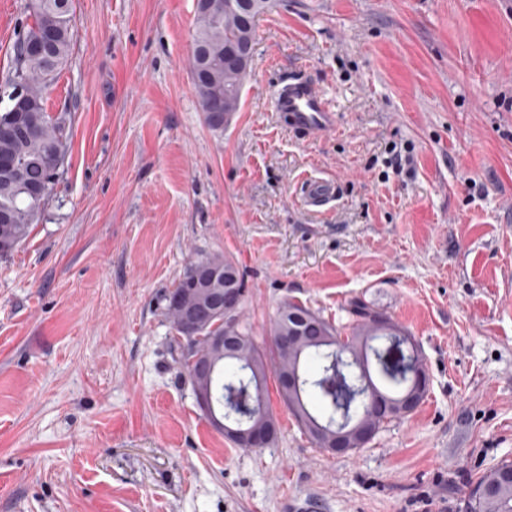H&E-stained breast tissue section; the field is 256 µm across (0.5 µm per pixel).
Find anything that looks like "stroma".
Returning a JSON list of instances; mask_svg holds the SVG:
<instances>
[{
	"mask_svg": "<svg viewBox=\"0 0 512 512\" xmlns=\"http://www.w3.org/2000/svg\"><path fill=\"white\" fill-rule=\"evenodd\" d=\"M27 2L0 0V83ZM270 3L216 131L190 71L197 0H73L45 101L68 118L64 173L0 257V512H465L512 461V0ZM300 75L334 132L277 125L275 91ZM311 176L338 201L305 208ZM218 253L257 339L288 302L345 324L362 299L419 346L426 398L333 456L272 387L276 443L227 440L165 301Z\"/></svg>",
	"mask_w": 512,
	"mask_h": 512,
	"instance_id": "1",
	"label": "stroma"
}]
</instances>
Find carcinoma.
Returning a JSON list of instances; mask_svg holds the SVG:
<instances>
[{
	"label": "carcinoma",
	"mask_w": 512,
	"mask_h": 512,
	"mask_svg": "<svg viewBox=\"0 0 512 512\" xmlns=\"http://www.w3.org/2000/svg\"><path fill=\"white\" fill-rule=\"evenodd\" d=\"M30 9L32 22L16 41L12 65L3 91L21 80L26 85L27 110L19 114L0 110V158L22 166L24 182L0 174V255L10 254L39 222L45 200L60 177L64 163L55 152L66 153V115L47 112L45 92L55 81L73 45L72 0H35ZM228 0H203L197 4L193 35L192 79L208 126L224 128V111L236 112L247 74L224 66V53L234 44L254 45L256 17L269 0H245L248 8L227 6ZM209 265L220 271L217 287L230 285L245 292L234 260L223 254L198 259L190 267ZM188 274L168 292L189 304L192 294ZM349 323L336 324L300 303L289 302L279 311L271 342H260L251 329L239 323L236 354L217 360L210 379L211 399L216 415L243 425L262 424L275 419L268 403V380L276 382L300 372V393L277 388L283 404L297 423L320 448L334 439L343 413L365 420L369 403L357 398L365 381L392 403L391 409L376 416L372 425L380 430L390 421L411 414L415 407L401 406L416 394L421 404L427 390L418 387V373L425 364L418 347L407 344L408 332L389 316L357 299L349 304ZM308 330L301 341L288 349L277 338L294 329ZM378 380H373L371 369ZM502 461L484 472L471 486L466 512H512V476Z\"/></svg>",
	"instance_id": "cac0c4a2"
}]
</instances>
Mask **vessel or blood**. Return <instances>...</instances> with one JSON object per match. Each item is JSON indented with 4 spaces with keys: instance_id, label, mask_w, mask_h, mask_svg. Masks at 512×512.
Listing matches in <instances>:
<instances>
[{
    "instance_id": "b4317fda",
    "label": "vessel or blood",
    "mask_w": 512,
    "mask_h": 512,
    "mask_svg": "<svg viewBox=\"0 0 512 512\" xmlns=\"http://www.w3.org/2000/svg\"><path fill=\"white\" fill-rule=\"evenodd\" d=\"M274 108L288 128L301 135L328 133L338 125L334 107L312 83L300 78L281 88ZM304 195L307 205L320 207L337 197L338 186L327 180L310 179L305 183Z\"/></svg>"
}]
</instances>
